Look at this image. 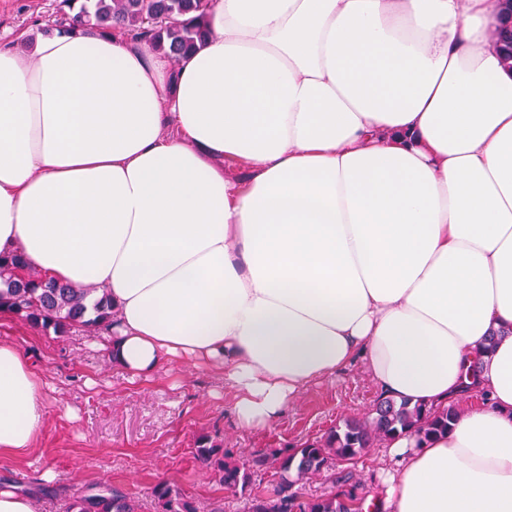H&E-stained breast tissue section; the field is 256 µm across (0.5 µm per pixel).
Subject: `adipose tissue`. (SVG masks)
Here are the masks:
<instances>
[{
	"instance_id": "1",
	"label": "adipose tissue",
	"mask_w": 512,
	"mask_h": 512,
	"mask_svg": "<svg viewBox=\"0 0 512 512\" xmlns=\"http://www.w3.org/2000/svg\"><path fill=\"white\" fill-rule=\"evenodd\" d=\"M497 0H211L171 66L75 29L0 47V256L112 301L113 366L224 376L239 427L362 362L447 433L379 512H512V69ZM496 335L494 348L485 339ZM43 382L0 342V452Z\"/></svg>"
}]
</instances>
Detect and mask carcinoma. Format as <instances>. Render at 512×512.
Listing matches in <instances>:
<instances>
[{
	"mask_svg": "<svg viewBox=\"0 0 512 512\" xmlns=\"http://www.w3.org/2000/svg\"><path fill=\"white\" fill-rule=\"evenodd\" d=\"M210 0H57L55 27L66 33L76 20L102 30L148 42L172 63L193 51L208 34ZM20 259L0 258V312L21 316L33 325L66 334L81 327L93 336L110 333L112 303L102 297L93 305L87 298L93 285L74 287L45 279L36 272L17 277ZM457 408L426 413L407 401L380 399L367 416L329 428L323 436L307 440L291 451H255L244 458L203 435L197 458L219 475L224 489L246 498L248 512H363L364 498L355 492L353 475L337 478L338 489L328 495L305 497L300 481L320 476L338 461H352L377 442L406 428L419 440L442 433L455 422ZM274 470L270 483L256 485V476ZM155 512H200L179 487L159 482L151 489ZM58 512H137L134 499L110 484L96 492L59 504Z\"/></svg>",
	"mask_w": 512,
	"mask_h": 512,
	"instance_id": "1",
	"label": "carcinoma"
}]
</instances>
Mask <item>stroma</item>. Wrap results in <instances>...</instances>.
Segmentation results:
<instances>
[{
  "mask_svg": "<svg viewBox=\"0 0 512 512\" xmlns=\"http://www.w3.org/2000/svg\"><path fill=\"white\" fill-rule=\"evenodd\" d=\"M54 0H0V46L34 43L54 34ZM0 339L14 344L41 376L48 424L26 456L0 454V480L16 489L46 487L36 512H56L58 499L109 483L154 512L151 488L177 484L200 504L224 501V512H245L243 499L225 491L195 456L200 435L237 453L283 448L322 435L330 427L365 416L379 393L361 366L308 386L278 421L261 429L234 422L224 397V377L204 365L173 363L151 377L113 369L101 338L80 328L58 336L20 316L0 314ZM383 446L354 462H340L302 491H334L335 477L353 473L359 495L382 485Z\"/></svg>",
  "mask_w": 512,
  "mask_h": 512,
  "instance_id": "obj_1",
  "label": "stroma"
}]
</instances>
